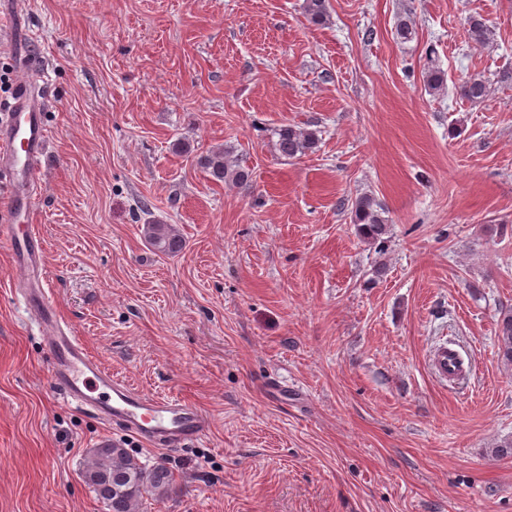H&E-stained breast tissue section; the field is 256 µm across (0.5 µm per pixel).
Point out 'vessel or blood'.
I'll list each match as a JSON object with an SVG mask.
<instances>
[{"mask_svg": "<svg viewBox=\"0 0 512 512\" xmlns=\"http://www.w3.org/2000/svg\"><path fill=\"white\" fill-rule=\"evenodd\" d=\"M48 79L45 72L35 80L23 79V94L0 117V157L11 161L6 176L10 206L7 219L0 221V237L10 240L14 262L27 270L23 300L52 355L51 377L61 394L100 420L121 422L152 445H185L204 434L206 416L188 401L141 393L101 367L62 323L57 304L44 286L41 242L34 232L19 226L20 220L33 215L36 174L48 146L44 104L37 96L40 83Z\"/></svg>", "mask_w": 512, "mask_h": 512, "instance_id": "obj_1", "label": "vessel or blood"}]
</instances>
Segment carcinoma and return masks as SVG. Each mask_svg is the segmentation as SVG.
Here are the masks:
<instances>
[{"label": "carcinoma", "mask_w": 512, "mask_h": 512, "mask_svg": "<svg viewBox=\"0 0 512 512\" xmlns=\"http://www.w3.org/2000/svg\"><path fill=\"white\" fill-rule=\"evenodd\" d=\"M304 11L316 25L330 21L328 0H305ZM466 34L469 42L478 46L492 44L495 36L494 30L479 16L467 19ZM423 82L432 94L442 93L447 88L445 71L432 59L425 68ZM490 94L491 84L479 75L470 77L460 86L461 98L470 103H481ZM277 136L276 150L285 159L303 156L318 143L317 132L293 126L281 127ZM197 165L214 181L237 184L250 177L249 171L222 148L200 155ZM352 215L358 233L384 247L388 227L380 205L370 196H360L352 203ZM144 236L151 248L162 254H176L184 248L183 238L170 224H147ZM497 354L502 363L512 366V310L504 313L498 322ZM83 478L107 512H140L143 494L150 492L157 497H166L173 490V478L166 467H146L117 442L103 443L93 449L86 461Z\"/></svg>", "instance_id": "obj_1"}]
</instances>
